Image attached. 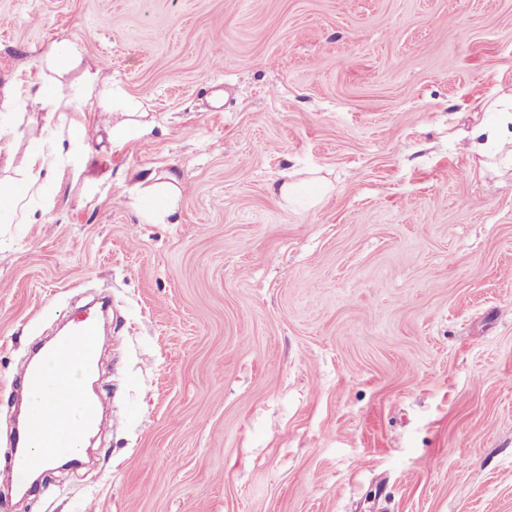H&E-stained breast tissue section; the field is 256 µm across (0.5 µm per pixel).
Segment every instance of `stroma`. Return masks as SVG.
Returning <instances> with one entry per match:
<instances>
[{
	"mask_svg": "<svg viewBox=\"0 0 512 512\" xmlns=\"http://www.w3.org/2000/svg\"><path fill=\"white\" fill-rule=\"evenodd\" d=\"M94 79L147 135L113 140ZM21 82L72 104L0 122V178L52 156L0 228V512H512V166L471 141L512 0H0ZM150 172L182 188L156 224ZM288 172L331 191L285 208ZM102 293L111 416L15 497L14 378Z\"/></svg>",
	"mask_w": 512,
	"mask_h": 512,
	"instance_id": "stroma-1",
	"label": "stroma"
}]
</instances>
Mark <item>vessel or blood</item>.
<instances>
[{
    "label": "vessel or blood",
    "instance_id": "b4317fda",
    "mask_svg": "<svg viewBox=\"0 0 512 512\" xmlns=\"http://www.w3.org/2000/svg\"><path fill=\"white\" fill-rule=\"evenodd\" d=\"M107 343L100 337L97 322L85 316L75 319L66 336L46 352L43 360L26 364L18 373L19 384L26 389L44 387L53 394V404L42 418H27L15 437L10 470L15 476H23L32 466L31 449L42 444L44 462H52L73 454L74 446L82 432L90 431L100 415V405L88 401L80 387L99 364ZM83 401L85 420L82 427L69 421L67 404Z\"/></svg>",
    "mask_w": 512,
    "mask_h": 512
}]
</instances>
